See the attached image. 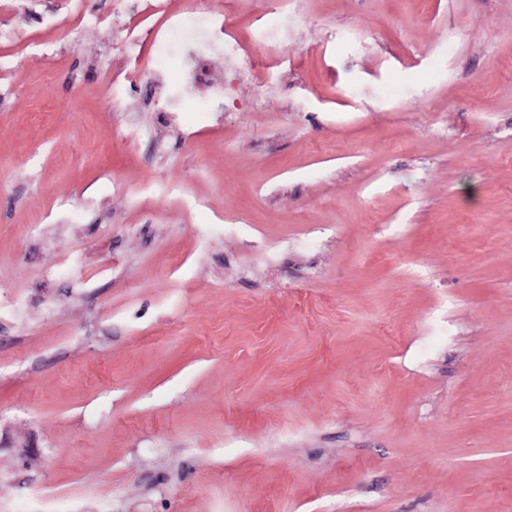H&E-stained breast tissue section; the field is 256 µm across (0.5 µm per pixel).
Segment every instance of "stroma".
<instances>
[{
	"instance_id": "obj_1",
	"label": "stroma",
	"mask_w": 512,
	"mask_h": 512,
	"mask_svg": "<svg viewBox=\"0 0 512 512\" xmlns=\"http://www.w3.org/2000/svg\"><path fill=\"white\" fill-rule=\"evenodd\" d=\"M155 2L0 0V512H512V0ZM222 6L219 1L213 4L209 10V21L203 24L201 30L198 29L199 20L195 9L176 15L170 14L168 17L171 29L186 28L192 31V35L182 45V58L186 62V66L174 81L176 85L163 87L171 105L180 100V97H176L174 94L176 86H191L195 89L200 86H210L207 69L199 65L197 59L203 52L224 51L226 28Z\"/></svg>"
}]
</instances>
